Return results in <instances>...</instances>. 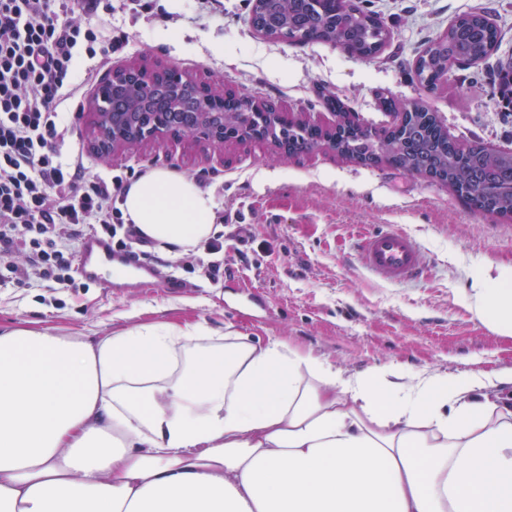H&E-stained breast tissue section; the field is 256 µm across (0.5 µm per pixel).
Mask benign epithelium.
<instances>
[{"label": "benign epithelium", "instance_id": "obj_1", "mask_svg": "<svg viewBox=\"0 0 512 512\" xmlns=\"http://www.w3.org/2000/svg\"><path fill=\"white\" fill-rule=\"evenodd\" d=\"M241 111H224V90L206 85L190 74L170 68L157 70L131 64L112 74L93 90L89 109L95 114L92 145L101 157L147 139L163 140L174 133L187 141L205 140L215 147L242 140L271 141L290 157L286 129L291 124L319 133L315 147L338 150L337 137L363 125L353 112H337L330 125L297 119L252 97L237 95Z\"/></svg>", "mask_w": 512, "mask_h": 512}]
</instances>
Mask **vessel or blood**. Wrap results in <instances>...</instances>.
<instances>
[{"label": "vessel or blood", "mask_w": 512, "mask_h": 512, "mask_svg": "<svg viewBox=\"0 0 512 512\" xmlns=\"http://www.w3.org/2000/svg\"><path fill=\"white\" fill-rule=\"evenodd\" d=\"M355 250L364 269L375 279L401 285L419 279L426 268L427 256L416 238L395 225L361 234ZM79 275L86 281L111 287L112 274L135 275L147 281H160L155 266L111 253L98 239H86L79 258Z\"/></svg>", "instance_id": "vessel-or-blood-1"}]
</instances>
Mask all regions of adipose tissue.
<instances>
[{"label":"adipose tissue","mask_w":512,"mask_h":512,"mask_svg":"<svg viewBox=\"0 0 512 512\" xmlns=\"http://www.w3.org/2000/svg\"><path fill=\"white\" fill-rule=\"evenodd\" d=\"M215 208L163 168L122 203L174 256ZM469 278L475 317L512 337V268ZM0 512H512V405L481 373L347 376L200 324L0 329Z\"/></svg>","instance_id":"obj_1"}]
</instances>
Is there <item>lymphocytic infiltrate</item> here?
I'll return each instance as SVG.
<instances>
[{"label": "lymphocytic infiltrate", "mask_w": 512, "mask_h": 512, "mask_svg": "<svg viewBox=\"0 0 512 512\" xmlns=\"http://www.w3.org/2000/svg\"><path fill=\"white\" fill-rule=\"evenodd\" d=\"M88 12L82 0H0V282L66 288L87 237L120 252L141 241L118 206L126 177L93 170L58 112L75 57L110 53Z\"/></svg>", "instance_id": "1"}]
</instances>
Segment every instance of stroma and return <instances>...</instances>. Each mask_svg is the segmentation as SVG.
I'll list each match as a JSON object with an SVG mask.
<instances>
[{
  "label": "stroma",
  "mask_w": 512,
  "mask_h": 512,
  "mask_svg": "<svg viewBox=\"0 0 512 512\" xmlns=\"http://www.w3.org/2000/svg\"><path fill=\"white\" fill-rule=\"evenodd\" d=\"M382 21L388 38L372 58L325 41L286 43L250 26L253 0H112L99 15L114 39L106 60L78 55L81 90L62 109L92 164L113 173L163 167L213 193L224 242V274L210 281L205 250L175 258L156 243L152 264L177 287L38 288L0 285V327H49L90 338L157 321L200 323L235 335L275 338L345 373L399 368L409 376L483 372L491 393L508 396L512 337L489 330L467 304L474 265L512 266V218L473 210L448 185L386 163L362 164L314 149L282 157L269 142L216 148L168 138L118 151H90L88 97L114 68L173 67L327 124L329 99L374 130L390 128L385 106L421 102L449 137L512 153V106L499 103L512 72V0H349ZM483 12L499 32L486 57L453 66L434 90L415 73L417 59L461 15ZM386 224L417 238L428 258L423 277L390 285L370 276L354 250L359 233Z\"/></svg>",
  "instance_id": "stroma-1"
}]
</instances>
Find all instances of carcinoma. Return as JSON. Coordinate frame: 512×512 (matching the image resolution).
I'll list each match as a JSON object with an SVG mask.
<instances>
[{"label": "carcinoma", "mask_w": 512, "mask_h": 512, "mask_svg": "<svg viewBox=\"0 0 512 512\" xmlns=\"http://www.w3.org/2000/svg\"><path fill=\"white\" fill-rule=\"evenodd\" d=\"M278 7L289 14V33L302 32L310 40L326 38L329 28L324 26V18L331 10L329 0H281ZM336 25L342 28V38L355 53L373 56L383 44L381 28L370 23V15L364 12L357 19L338 10ZM496 40V29L487 25L481 15L461 16L448 28V57L472 62L486 55ZM440 67L441 59L426 52L418 68L420 81L429 86L435 84ZM339 139L342 148L364 157L372 155L379 143L399 145L401 149L393 153L397 166L416 167L426 160L429 171L447 177L448 187L471 208L492 216H512V164L479 143L464 144L449 138L437 116L424 105L416 106L414 114L398 130L369 135L343 130ZM314 140L311 131L293 135V152L310 151Z\"/></svg>", "instance_id": "1"}]
</instances>
